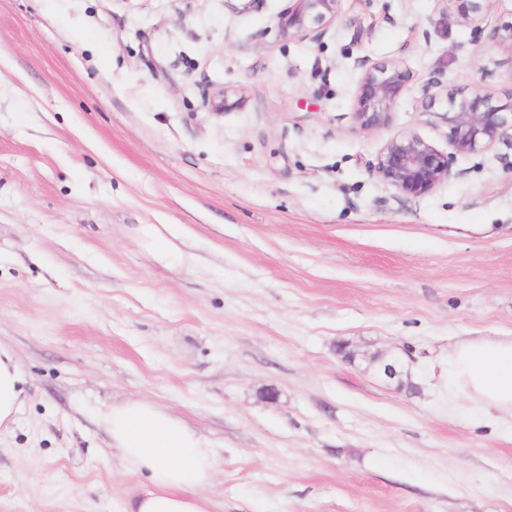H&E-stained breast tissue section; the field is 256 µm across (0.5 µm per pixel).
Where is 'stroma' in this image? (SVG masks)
Here are the masks:
<instances>
[{
	"label": "stroma",
	"mask_w": 512,
	"mask_h": 512,
	"mask_svg": "<svg viewBox=\"0 0 512 512\" xmlns=\"http://www.w3.org/2000/svg\"><path fill=\"white\" fill-rule=\"evenodd\" d=\"M297 6L0 0V512H123L148 482L102 414L128 399L211 447L210 512H512V432L445 381L458 338L512 336V147L418 197L373 170L400 134L447 151L434 73L512 100V52L437 0H342L319 40ZM363 56L410 75L369 132ZM23 373L11 350L0 344V426L13 422L22 406ZM379 372L386 379L396 382L398 387L404 386V377L408 378L405 365L399 355H391L381 359Z\"/></svg>",
	"instance_id": "35a3bbf8"
}]
</instances>
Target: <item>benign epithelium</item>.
Returning a JSON list of instances; mask_svg holds the SVG:
<instances>
[{"instance_id": "obj_1", "label": "benign epithelium", "mask_w": 512, "mask_h": 512, "mask_svg": "<svg viewBox=\"0 0 512 512\" xmlns=\"http://www.w3.org/2000/svg\"><path fill=\"white\" fill-rule=\"evenodd\" d=\"M300 6L288 14L286 29L301 36L319 39L336 20L342 0H298ZM443 11L465 25L484 19L494 0H440ZM362 69L356 92L354 116L360 129L387 126L392 110L409 81V74L395 62L376 63L366 57L357 60ZM442 85L433 76L423 86L426 111H433ZM447 141L451 153L414 135H401L389 140L374 166L376 175L387 185L407 195H421L448 179L455 154H469L489 149L505 140L512 141V99L503 103L478 89L470 93L447 96ZM379 372L386 379L404 386L408 376L402 358L391 355L380 360Z\"/></svg>"}]
</instances>
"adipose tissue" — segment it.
<instances>
[{
    "mask_svg": "<svg viewBox=\"0 0 512 512\" xmlns=\"http://www.w3.org/2000/svg\"><path fill=\"white\" fill-rule=\"evenodd\" d=\"M23 373L0 344V426L22 406ZM449 398H463L493 423L512 418V336L474 338L448 349ZM105 426L121 466L147 473L150 486L129 498L123 512H209L215 455L182 420L153 404L130 400L109 408Z\"/></svg>",
    "mask_w": 512,
    "mask_h": 512,
    "instance_id": "obj_1",
    "label": "adipose tissue"
}]
</instances>
